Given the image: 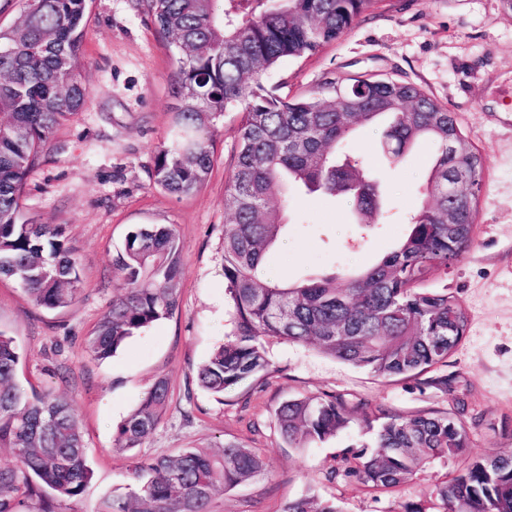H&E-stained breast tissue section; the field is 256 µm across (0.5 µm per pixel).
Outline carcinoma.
<instances>
[{
    "instance_id": "1",
    "label": "carcinoma",
    "mask_w": 512,
    "mask_h": 512,
    "mask_svg": "<svg viewBox=\"0 0 512 512\" xmlns=\"http://www.w3.org/2000/svg\"><path fill=\"white\" fill-rule=\"evenodd\" d=\"M156 31L174 52L171 137L156 151L153 183L190 196L211 170L215 133L226 110L244 105L239 149L225 188L224 281L235 331L198 372L202 388L222 396L264 376L271 340L313 345L321 353L383 377L420 379L447 363L466 335L469 315L448 289L424 287L447 272L474 242V200L448 196L460 173L480 189L485 161L468 149L448 154L462 135L448 109L421 87L376 75L336 76L299 97L267 90L262 75L285 57L313 54L338 39L376 0H141ZM0 30V276L21 282L38 306L62 310L81 291V273L62 224L21 221L23 189L54 133L88 103L81 67L92 0H26ZM382 127L388 160L427 142L434 148L419 206L405 217L407 234L378 262L353 276L322 275L278 283L259 275L266 251L286 224L278 201L293 188L349 200L363 231L385 224L384 191L363 159L345 151L360 127ZM454 223H448V215ZM182 244L171 225L138 226L112 258L121 295L86 341L96 360L171 317L179 305ZM19 353L0 332V448L15 465L0 466V512L26 500L38 512H61L92 478L72 399L51 391L28 394L15 383ZM168 386L157 381L117 427L114 447H140L166 410ZM404 415L341 393L283 403L277 423L290 448L324 441L361 415L378 424L374 451L343 458L330 476L354 478L388 492L433 464L470 447L480 416ZM240 442L188 448L135 462L127 491L97 512H213L224 488L266 471ZM438 512H512V451L478 457L432 492ZM283 512H341L315 495Z\"/></svg>"
}]
</instances>
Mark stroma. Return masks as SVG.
Instances as JSON below:
<instances>
[{"label": "stroma", "instance_id": "stroma-1", "mask_svg": "<svg viewBox=\"0 0 512 512\" xmlns=\"http://www.w3.org/2000/svg\"><path fill=\"white\" fill-rule=\"evenodd\" d=\"M81 63L88 106L56 132L24 196L27 215L65 226L81 268V293L69 309L54 312L34 304L17 281L0 278V332L13 337L21 352L18 384L54 389L78 410L93 475L63 512H95L104 499L124 494L138 460L229 441L258 451L267 472L224 490L214 512H282L288 501L308 494L336 502L342 512H402L451 478L453 465L437 464L386 493L330 478L345 450L372 445L373 430L358 419L335 437L291 448L275 419L284 402L325 392L404 414L452 415L461 396L482 416L469 455L512 448V13L501 0H378L338 40L315 54L282 59L263 77L267 88L291 97L339 73L414 83L455 114L485 157L474 245L428 282L456 295L470 315L447 365L432 371L455 377L452 395L415 380L374 376L312 346L275 341L267 345L271 372L265 380L245 381L221 398L204 390L198 371L233 330L223 276L229 219L224 189L243 110L230 108L219 124L206 185L179 199L151 179L155 151L170 134L175 62L140 0H94ZM348 147L380 167L389 223L352 250L347 243L356 226L347 199L291 191L287 228L264 260L270 279L353 275L405 236L401 217L418 203L428 150L412 149L401 163L381 167L382 135L375 128L357 131ZM145 224H172L180 235V306L173 317L130 337L111 358L95 360L86 340L119 293L112 256L131 230ZM161 379L169 399L156 430L140 448L114 451L117 426Z\"/></svg>", "mask_w": 512, "mask_h": 512}]
</instances>
